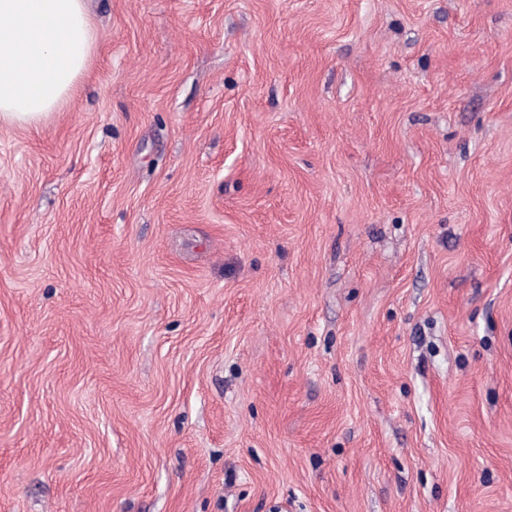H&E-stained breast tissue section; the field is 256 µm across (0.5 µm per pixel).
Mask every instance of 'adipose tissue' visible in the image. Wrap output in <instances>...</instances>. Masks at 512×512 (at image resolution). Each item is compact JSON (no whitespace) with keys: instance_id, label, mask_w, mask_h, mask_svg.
Listing matches in <instances>:
<instances>
[{"instance_id":"1","label":"adipose tissue","mask_w":512,"mask_h":512,"mask_svg":"<svg viewBox=\"0 0 512 512\" xmlns=\"http://www.w3.org/2000/svg\"><path fill=\"white\" fill-rule=\"evenodd\" d=\"M92 47L86 0H0V123L35 127L58 110Z\"/></svg>"}]
</instances>
